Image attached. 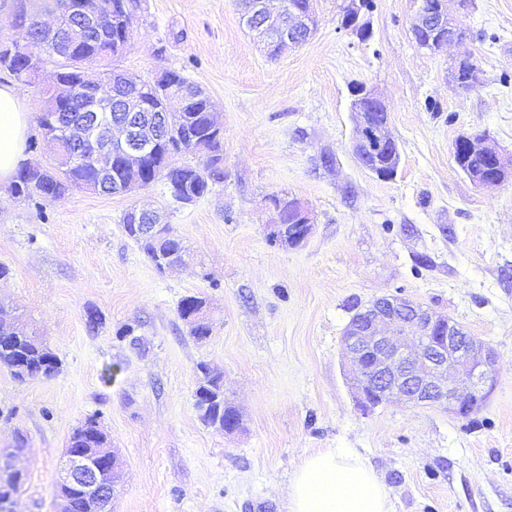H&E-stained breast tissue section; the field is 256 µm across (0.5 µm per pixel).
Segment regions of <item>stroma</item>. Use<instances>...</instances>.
Wrapping results in <instances>:
<instances>
[{
    "label": "stroma",
    "mask_w": 512,
    "mask_h": 512,
    "mask_svg": "<svg viewBox=\"0 0 512 512\" xmlns=\"http://www.w3.org/2000/svg\"><path fill=\"white\" fill-rule=\"evenodd\" d=\"M339 2L314 0V35L271 58L236 0H141L118 68L137 80L179 70L224 126V181L195 204H172L158 182L123 196L74 191L40 208L0 185V262L11 269L0 306L22 310L62 362L23 383L0 370V448L28 443L16 512H53L59 459L91 416L125 463L112 512H287L296 467L325 448L365 458L393 512H512V180L478 187L452 155L459 136L484 134L512 165V0H470L458 15L464 38L435 52L412 38V0H373L364 39L342 27ZM463 60L478 69L468 91L452 78ZM358 83L387 105L401 154L394 179L351 152ZM274 194L309 207L303 246L268 241ZM132 206L170 224L184 266L156 271L122 230ZM190 294L211 309L203 344L177 313ZM388 294L494 351L498 383L478 413L361 409L342 336ZM128 323L140 347L120 338ZM201 362L224 375L235 433L198 417Z\"/></svg>",
    "instance_id": "35a3bbf8"
}]
</instances>
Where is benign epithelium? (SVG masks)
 I'll list each match as a JSON object with an SVG mask.
<instances>
[{"mask_svg":"<svg viewBox=\"0 0 512 512\" xmlns=\"http://www.w3.org/2000/svg\"><path fill=\"white\" fill-rule=\"evenodd\" d=\"M115 9L112 0H76L72 11L79 24L70 31L66 44L83 40ZM362 9V0H345L342 25L356 26ZM241 20L263 41L272 33L278 35L282 46L301 44L302 37L310 36L314 27L312 15L293 7L288 0H252L251 10ZM458 28V21L444 6L435 12L428 9L426 0H420L411 33L415 39L426 34L423 48L434 51L459 40ZM86 81L85 86L52 82L53 96L42 104L40 112H60L71 99L86 93L93 101L91 109L108 111L117 98L127 116L112 118L104 125L95 119L67 126L64 135L75 146L67 162L73 163L85 141L94 137L105 143L94 154L97 168L106 170L118 164L134 171L144 169L150 153L148 145L163 141L156 127L162 124L169 132L176 118L160 115L155 123H146L141 118L142 100L131 94L116 97L113 78L98 80L89 69ZM351 96V114L357 127L352 154L363 168L380 179L391 180L397 175L401 155L390 130L387 107L364 85L354 88ZM364 100L379 113L366 111L361 105ZM475 155L481 156L485 165L470 167L467 159ZM453 157L479 187L499 186L512 178V168L505 166L498 147L485 135L460 136ZM271 210L266 236L272 244L297 248L308 240L313 224L301 201L286 196L283 203L271 204ZM342 342L359 404L365 411L395 402L438 406L467 417L485 405L498 380L491 349L469 336L459 324L405 299L384 296L375 300L352 318ZM121 469L122 461L108 446L68 450L60 464L59 484L80 487L96 512H112V496ZM9 476L19 482L23 473L11 463L7 472L0 474V512H13L17 492L7 481Z\"/></svg>","mask_w":512,"mask_h":512,"instance_id":"1","label":"benign epithelium"}]
</instances>
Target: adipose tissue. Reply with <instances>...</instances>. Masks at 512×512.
<instances>
[{"instance_id": "ef3b65f1", "label": "adipose tissue", "mask_w": 512, "mask_h": 512, "mask_svg": "<svg viewBox=\"0 0 512 512\" xmlns=\"http://www.w3.org/2000/svg\"><path fill=\"white\" fill-rule=\"evenodd\" d=\"M30 113L16 90L0 86V183L25 159ZM288 512H390L388 490L359 456L327 448L306 457L288 487Z\"/></svg>"}]
</instances>
